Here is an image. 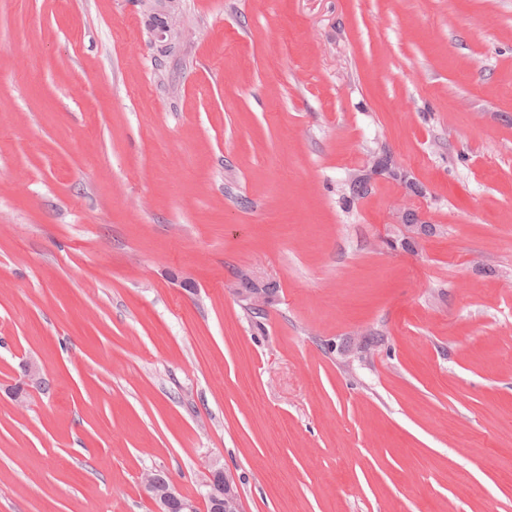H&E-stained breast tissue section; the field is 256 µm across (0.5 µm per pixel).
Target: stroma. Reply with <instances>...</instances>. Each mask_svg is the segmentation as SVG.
Instances as JSON below:
<instances>
[{
    "label": "stroma",
    "mask_w": 512,
    "mask_h": 512,
    "mask_svg": "<svg viewBox=\"0 0 512 512\" xmlns=\"http://www.w3.org/2000/svg\"><path fill=\"white\" fill-rule=\"evenodd\" d=\"M181 12L0 0V512H512V0ZM147 11H159L164 17L160 27L151 30L158 41H172L181 35L179 14L180 0H141ZM206 486L209 489H212L213 491L218 492L219 494L222 495L223 498L221 499V501L223 502V509H221V511L223 510L225 512H240V508L238 505L239 494L237 486L232 485L231 480L229 479L227 473L224 471V468H213L212 471L209 472V480ZM226 488H228L230 494L236 495V498L233 501H226V493L224 491ZM235 489L237 490V492H235ZM226 502L227 504H225ZM144 481L154 495L155 511L156 512H170L171 505L174 501L173 510L171 512H179L177 509V496L175 488L172 484V489L175 494L169 489L168 483L156 471L145 473Z\"/></svg>",
    "instance_id": "1"
}]
</instances>
